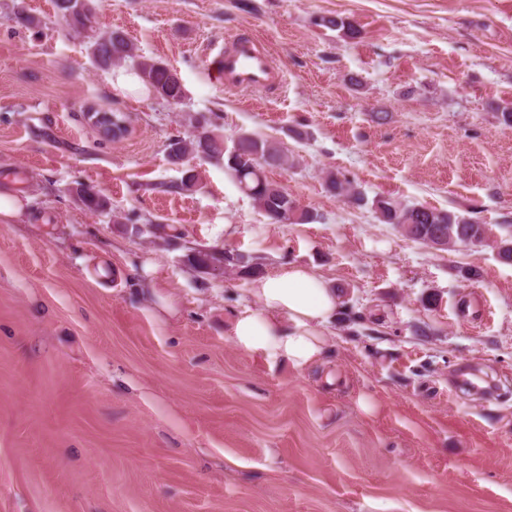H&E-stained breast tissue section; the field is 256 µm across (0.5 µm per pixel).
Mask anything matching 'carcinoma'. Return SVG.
Listing matches in <instances>:
<instances>
[{
    "instance_id": "cac0c4a2",
    "label": "carcinoma",
    "mask_w": 512,
    "mask_h": 512,
    "mask_svg": "<svg viewBox=\"0 0 512 512\" xmlns=\"http://www.w3.org/2000/svg\"><path fill=\"white\" fill-rule=\"evenodd\" d=\"M55 9L57 17L72 30L78 33L93 30L92 0H55ZM321 25L340 30L352 39L359 34L352 22L339 16H324ZM89 50L101 69H111L129 59H137L139 74L156 97L167 103L172 101L177 106L183 104L186 91L177 72L161 61L135 57L134 47L123 32L113 30L89 36ZM195 123L203 129V135L192 139L177 137L167 144L171 164H177L180 157L193 154L203 160L221 162L233 175L240 190L254 201L270 223L309 224L316 220L317 215L312 210L299 207L287 190L269 181L265 175V168L288 162V155L281 147L254 133L242 132L229 148L215 120L202 116L195 119ZM325 184L336 196L355 202L363 200L361 193L342 174L327 173ZM74 193L90 213L101 212L107 206L106 200L92 186L80 184ZM373 207L381 223L392 224L406 237L428 246L438 243L447 249L458 244H483L489 240L485 225L451 211L422 205L406 206L388 197L374 199ZM209 260L224 264V269L230 271L252 269L248 258L241 253L198 249L188 256L190 264L198 268Z\"/></svg>"
}]
</instances>
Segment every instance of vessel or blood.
Here are the masks:
<instances>
[{"instance_id": "1", "label": "vessel or blood", "mask_w": 512, "mask_h": 512, "mask_svg": "<svg viewBox=\"0 0 512 512\" xmlns=\"http://www.w3.org/2000/svg\"><path fill=\"white\" fill-rule=\"evenodd\" d=\"M226 90L257 94L282 85L283 74L265 45L250 34L227 40L210 63Z\"/></svg>"}]
</instances>
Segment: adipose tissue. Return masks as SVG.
<instances>
[{"label":"adipose tissue","mask_w":512,"mask_h":512,"mask_svg":"<svg viewBox=\"0 0 512 512\" xmlns=\"http://www.w3.org/2000/svg\"><path fill=\"white\" fill-rule=\"evenodd\" d=\"M250 296L227 323L238 350L300 370L321 362L340 309L335 288L313 269L290 264L254 278Z\"/></svg>","instance_id":"adipose-tissue-1"}]
</instances>
